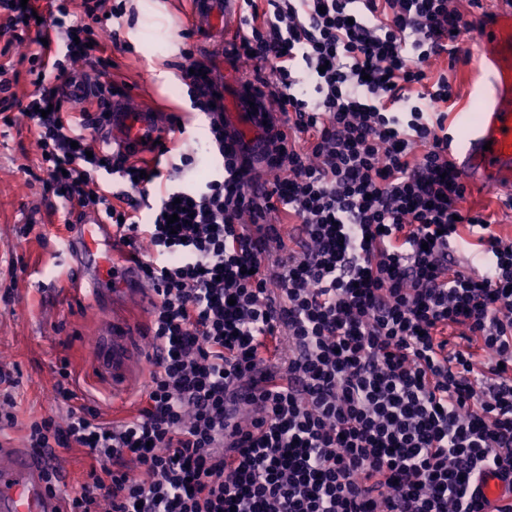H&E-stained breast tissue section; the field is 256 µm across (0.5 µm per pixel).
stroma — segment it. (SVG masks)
<instances>
[{
    "mask_svg": "<svg viewBox=\"0 0 512 512\" xmlns=\"http://www.w3.org/2000/svg\"><path fill=\"white\" fill-rule=\"evenodd\" d=\"M134 16L121 20V39L131 43L127 53H114L117 82L131 85L135 106L152 105L173 112L186 99V87L176 78L180 48L212 49L206 34L184 39L188 29V0H133ZM171 80H163L161 72ZM40 151L26 125L0 132V365L16 382V424L0 431V442L23 445L27 426L35 419L62 414L66 405L52 396L60 361H67L80 402L98 406L104 416L135 413L134 395L145 381L132 379L120 409L112 407V382L87 372L103 316H127L147 328L150 314L133 300L107 293L94 303L78 306L67 298L69 271L59 243L65 232L64 210L52 209L43 192ZM512 188L472 191L464 207L492 215L501 235L512 237Z\"/></svg>",
    "mask_w": 512,
    "mask_h": 512,
    "instance_id": "35a3bbf8",
    "label": "stroma"
}]
</instances>
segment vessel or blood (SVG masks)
<instances>
[{
    "mask_svg": "<svg viewBox=\"0 0 512 512\" xmlns=\"http://www.w3.org/2000/svg\"><path fill=\"white\" fill-rule=\"evenodd\" d=\"M189 2L192 24L208 35L221 39L236 32L240 0ZM481 57L470 91L483 103L484 114L457 146L453 161L471 188L487 191L512 183V0H494L492 17L482 30ZM104 110L102 137L113 150L137 151L165 135L164 115L155 108L134 107L127 98L113 97ZM225 121L252 152H262L258 128L241 124L233 112L226 113ZM74 222L78 231L67 235L63 248L73 262L72 297L89 303L105 292L128 290L143 308H152L154 287L142 277L138 264L117 248L111 225L95 211L79 212ZM137 335L135 323L108 324L100 334L92 371L111 376L113 386L119 387L143 370L145 357ZM46 466L45 457L28 448H0V512H61L42 477Z\"/></svg>",
    "mask_w": 512,
    "mask_h": 512,
    "instance_id": "1",
    "label": "vessel or blood"
}]
</instances>
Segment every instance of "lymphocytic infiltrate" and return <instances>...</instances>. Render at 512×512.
<instances>
[{"instance_id": "f902f5d3", "label": "lymphocytic infiltrate", "mask_w": 512, "mask_h": 512, "mask_svg": "<svg viewBox=\"0 0 512 512\" xmlns=\"http://www.w3.org/2000/svg\"><path fill=\"white\" fill-rule=\"evenodd\" d=\"M36 3L0 0V124L27 121L44 192L103 213L158 296L135 415L76 404L63 365L66 415L27 429L90 459L63 512H494L483 486L512 493V239L462 207L455 95L428 67L462 62L483 0H241L223 51H181L215 170L144 221L171 147L137 159L88 135L119 91L103 53L127 48L123 0ZM220 53L267 119L259 156L227 128ZM80 61L98 81L76 119L49 75Z\"/></svg>"}]
</instances>
